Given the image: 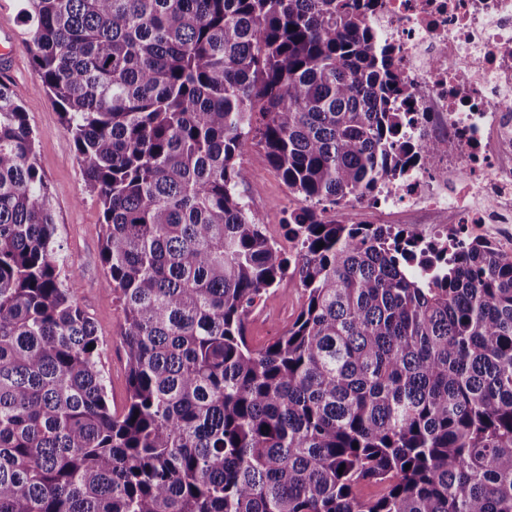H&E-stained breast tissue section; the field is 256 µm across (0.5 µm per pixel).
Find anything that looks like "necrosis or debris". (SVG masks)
Returning <instances> with one entry per match:
<instances>
[{
  "mask_svg": "<svg viewBox=\"0 0 512 512\" xmlns=\"http://www.w3.org/2000/svg\"><path fill=\"white\" fill-rule=\"evenodd\" d=\"M367 21L393 49L403 137L451 143L376 196L373 218L418 231L434 258L474 239L512 254V0H379Z\"/></svg>",
  "mask_w": 512,
  "mask_h": 512,
  "instance_id": "necrosis-or-debris-1",
  "label": "necrosis or debris"
}]
</instances>
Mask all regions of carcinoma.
Here are the masks:
<instances>
[{"mask_svg": "<svg viewBox=\"0 0 512 512\" xmlns=\"http://www.w3.org/2000/svg\"><path fill=\"white\" fill-rule=\"evenodd\" d=\"M21 2L102 208L128 394L111 409L0 79V512H512V256L476 240L415 274L414 229L311 207L411 161L363 0ZM255 145L304 202L293 258L241 199ZM286 277L303 305L255 348L247 315Z\"/></svg>", "mask_w": 512, "mask_h": 512, "instance_id": "obj_1", "label": "carcinoma"}]
</instances>
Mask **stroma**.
<instances>
[{
	"instance_id": "1",
	"label": "stroma",
	"mask_w": 512,
	"mask_h": 512,
	"mask_svg": "<svg viewBox=\"0 0 512 512\" xmlns=\"http://www.w3.org/2000/svg\"><path fill=\"white\" fill-rule=\"evenodd\" d=\"M1 68L6 69L11 88L36 134L38 162L52 194L57 236L68 266L76 271L67 285L94 319L104 342L102 364L109 380V403L113 409H122L127 396L126 354L120 340L122 312L107 299L103 288L102 210L85 186L73 143L62 128L59 108L36 72L28 49L19 47L13 66L0 60ZM239 163L247 172L241 188L244 202L260 217L267 235L285 244L286 211L298 206V199L267 163L260 147L250 149ZM301 302L295 280L284 279L271 289L246 319V333L253 346L263 347L284 333L299 313Z\"/></svg>"
}]
</instances>
